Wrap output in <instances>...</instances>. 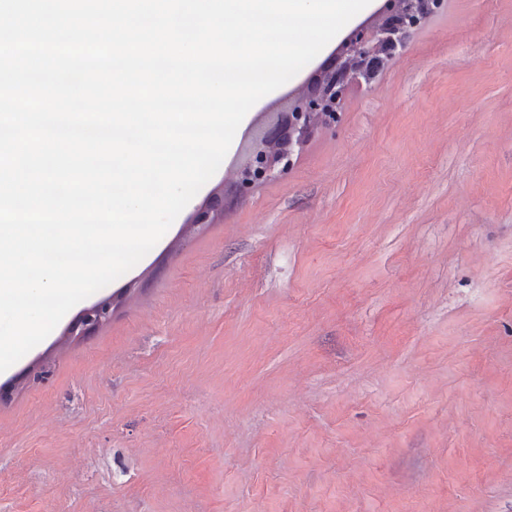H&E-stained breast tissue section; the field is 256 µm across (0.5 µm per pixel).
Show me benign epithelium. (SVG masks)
<instances>
[{"label":"benign epithelium","mask_w":512,"mask_h":512,"mask_svg":"<svg viewBox=\"0 0 512 512\" xmlns=\"http://www.w3.org/2000/svg\"><path fill=\"white\" fill-rule=\"evenodd\" d=\"M429 16L419 0H383L372 20L356 25L330 55L293 91L286 108L255 139L247 160L231 168L232 178L210 201L196 208L192 223L212 224L224 216L226 195L248 194L255 186L288 173L294 157L318 131L336 126L346 95L354 86L370 84L382 50L387 60L402 57L412 30ZM113 298L105 297L69 324L66 332L86 335L112 316Z\"/></svg>","instance_id":"7a95c632"}]
</instances>
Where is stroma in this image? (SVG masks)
Masks as SVG:
<instances>
[{
	"mask_svg": "<svg viewBox=\"0 0 512 512\" xmlns=\"http://www.w3.org/2000/svg\"><path fill=\"white\" fill-rule=\"evenodd\" d=\"M0 372V512H512V0H443L288 174ZM113 300V297H105L83 309L69 324L66 332L78 336L96 331L111 318Z\"/></svg>",
	"mask_w": 512,
	"mask_h": 512,
	"instance_id": "1",
	"label": "stroma"
}]
</instances>
